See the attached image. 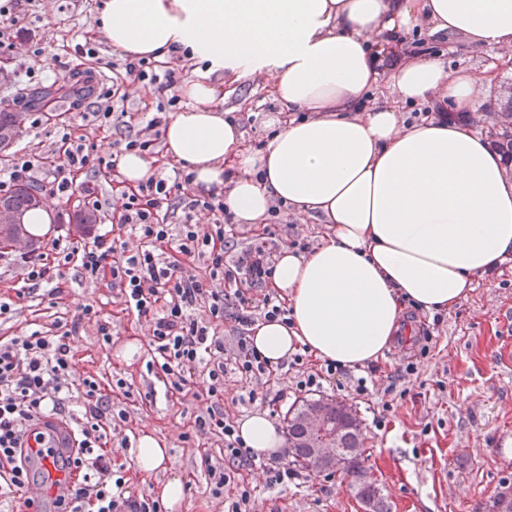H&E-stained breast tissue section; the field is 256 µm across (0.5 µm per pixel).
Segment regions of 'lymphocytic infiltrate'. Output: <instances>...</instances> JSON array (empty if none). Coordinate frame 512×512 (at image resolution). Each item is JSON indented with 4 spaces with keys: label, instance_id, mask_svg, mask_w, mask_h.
Returning <instances> with one entry per match:
<instances>
[{
    "label": "lymphocytic infiltrate",
    "instance_id": "lymphocytic-infiltrate-1",
    "mask_svg": "<svg viewBox=\"0 0 512 512\" xmlns=\"http://www.w3.org/2000/svg\"><path fill=\"white\" fill-rule=\"evenodd\" d=\"M124 69L161 94L178 84L183 71L176 58L159 62L136 56L126 58ZM192 181V173L176 166L171 178L152 176L135 190L120 191L117 231L137 237V249L103 235L80 246L55 239L48 255L23 256L24 293L58 296L64 269L77 264L89 280L108 279L127 310L147 324L166 391L183 393L196 375L206 376L210 404L196 415L193 432L224 443L219 457L201 460L213 494L219 495L232 479L226 465L255 464L224 414V381L233 375L250 384L272 376V367L251 347L249 331L258 320L285 319L288 310L271 295L258 305L247 297L246 287L268 284L271 252L262 243L238 249L227 235L223 194L195 189ZM201 213L210 215L209 224H198ZM227 321L235 333L230 344L220 331ZM91 322L103 343L111 344V324L91 303L79 305L61 331L0 336V491L16 494L28 485L26 430L55 415L70 422L77 445L74 457L57 462L70 473L65 497L55 502L60 512H159L149 498L112 489L107 432L127 415L115 410L95 376L76 371L73 339Z\"/></svg>",
    "mask_w": 512,
    "mask_h": 512
}]
</instances>
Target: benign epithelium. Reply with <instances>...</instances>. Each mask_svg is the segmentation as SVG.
<instances>
[{
	"label": "benign epithelium",
	"mask_w": 512,
	"mask_h": 512,
	"mask_svg": "<svg viewBox=\"0 0 512 512\" xmlns=\"http://www.w3.org/2000/svg\"><path fill=\"white\" fill-rule=\"evenodd\" d=\"M330 407L331 402L326 401L308 410L302 415L300 426L314 451L320 457L336 463L358 452L356 448L339 447L342 434L355 432L361 435L363 434V428L359 421L348 417L342 418L336 424L328 421Z\"/></svg>",
	"instance_id": "7a95c632"
}]
</instances>
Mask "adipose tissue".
Wrapping results in <instances>:
<instances>
[{"mask_svg": "<svg viewBox=\"0 0 512 512\" xmlns=\"http://www.w3.org/2000/svg\"><path fill=\"white\" fill-rule=\"evenodd\" d=\"M416 27L448 50L512 59V0H102L96 32L114 49L194 65L163 128V162L222 191L233 223H264L280 200L327 229L311 251L285 245L276 257L290 320L250 334L269 365L302 347L351 369L376 362L402 334L405 305L449 310L512 260V178L486 136L401 117L407 104L474 112L492 68L406 50L390 93L367 95L387 36ZM249 77L268 79L283 113L259 151L218 106L221 85ZM238 430L258 458L283 444L260 411Z\"/></svg>", "mask_w": 512, "mask_h": 512, "instance_id": "ef3b65f1", "label": "adipose tissue"}]
</instances>
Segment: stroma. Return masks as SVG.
Instances as JSON below:
<instances>
[{"mask_svg":"<svg viewBox=\"0 0 512 512\" xmlns=\"http://www.w3.org/2000/svg\"><path fill=\"white\" fill-rule=\"evenodd\" d=\"M99 0H28L26 28L29 40L10 57L0 58V102L26 98L22 109L23 132L5 157L0 170L20 159L39 156L43 182L54 179L60 165L59 140L71 132L93 146L94 156L110 157L125 139L136 136L144 118L155 112L156 96L142 97L138 84L125 85L126 114L123 123L100 121L95 116V93L112 84V68L123 56L95 34ZM95 41L96 57L80 58L78 44ZM87 80L91 95H65L72 76ZM52 90L58 97L51 108L34 103L33 95ZM248 100L249 111L239 120L252 148L265 144L279 116V105L262 79H246L230 94V102ZM74 184L98 186L100 223L79 227L76 217L84 210L81 194H41L53 212L51 232L34 240L30 252H44L52 238L63 236L80 244L113 232V175L95 168L72 173ZM322 225L289 213L281 217L275 235L266 236V247L279 250L300 240L318 245ZM22 267L15 252L0 249V300L10 303L9 319L0 322V336L21 335L34 324L51 325L44 306L29 298H17ZM102 309L112 324V343L104 345L95 325H84L73 340L76 369L111 383L120 375L126 389L114 390L115 408L126 410L127 420L111 434L112 475L132 495L155 497L161 483L184 479V497L176 512H226L228 499L214 497L205 479L201 459L218 454L216 440L184 439L195 414L205 406L204 384L195 380L182 399L166 396L164 385L148 372L158 358L150 345L144 323L122 309L119 296L106 282L91 283L76 268L65 270L59 312L75 310L83 303ZM404 315L414 326L411 342H393L372 368L349 370L324 381L317 398H333L356 411L363 424L360 464L381 490L391 512H488L498 492L512 490V261L479 277L464 300L433 316L413 306ZM141 344L139 355L125 361L119 352L131 340ZM367 389L357 392L358 378ZM298 372L285 367L266 384L255 385L256 401H247L250 389L235 379L224 384V412L233 420L256 411L266 412L283 424L289 409L301 405L305 394L296 390ZM152 400H145V393ZM148 430L164 441L169 461L151 476H136L129 468V451L122 437H137ZM297 480L267 487L260 468L242 469L236 481L252 490L254 512H361L356 490L342 475L299 469Z\"/></svg>","mask_w":512,"mask_h":512,"instance_id":"1","label":"stroma"}]
</instances>
